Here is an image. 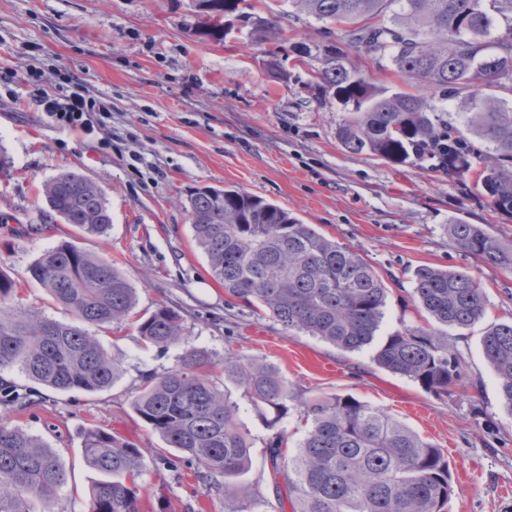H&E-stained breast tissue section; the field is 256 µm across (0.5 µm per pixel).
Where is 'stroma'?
<instances>
[{
    "label": "stroma",
    "instance_id": "stroma-1",
    "mask_svg": "<svg viewBox=\"0 0 512 512\" xmlns=\"http://www.w3.org/2000/svg\"><path fill=\"white\" fill-rule=\"evenodd\" d=\"M245 2L251 12L275 16L279 41L258 44L238 21L223 43L208 41L192 0H0V147L12 160L9 175L0 176V272L17 281L21 307L72 322L26 270L46 249L74 242L112 260L136 289L139 313L171 307L191 343L215 359L233 349L276 367L295 399L273 429L243 414L254 438L243 479L260 490L246 512H278L263 448L278 429L295 450L307 430L301 403L321 394L384 409L441 448L453 487L447 512H512V413L481 346L485 328L512 320V273L465 254L448 237L450 220L459 218L511 245L512 216L489 207L473 176L451 179L426 165L344 150L336 138L343 112L324 105L309 86L318 58L300 62L289 53L293 43L321 41L320 22L288 0ZM273 58L287 78L270 73ZM67 75L85 96L110 105L104 127H66L44 113L42 93H65ZM62 172L84 175L104 190L112 215L106 236L81 237L48 214L42 186ZM208 186L284 207L391 274L381 340L422 321L411 297L416 269L469 271L485 289L486 316L464 333H448L467 379L439 394L378 368L372 348L343 352L269 316L225 305L184 208L190 190ZM101 340L122 373L97 393H60L17 370L0 372L31 394V404L13 413L15 424L54 448L68 472L54 512L86 510L97 477L81 452V432L89 427L142 449L143 512H236L200 489L185 464L162 465L161 439L132 409L142 374L173 367L179 348L145 347L127 322L111 325Z\"/></svg>",
    "mask_w": 512,
    "mask_h": 512
}]
</instances>
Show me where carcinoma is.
I'll return each instance as SVG.
<instances>
[{
    "label": "carcinoma",
    "instance_id": "carcinoma-1",
    "mask_svg": "<svg viewBox=\"0 0 512 512\" xmlns=\"http://www.w3.org/2000/svg\"><path fill=\"white\" fill-rule=\"evenodd\" d=\"M242 0H198L210 25L200 34L224 40V19ZM323 23L325 43L294 46L299 58L317 54L321 67L313 86L322 99L343 106L336 130L344 149L395 164L436 161L450 177L476 172L475 188L495 211L512 216V0H290ZM262 42L280 38L275 21L244 16ZM344 43L377 67L391 63L419 87L458 104L461 120L431 105L424 95L389 92L353 64ZM487 146L480 152L475 142ZM49 209L85 237H100L112 224L103 189L72 172L44 184ZM196 244L209 275L233 301L269 315L288 330L316 336L354 352L371 344L380 329L389 287L360 254L342 246L287 209L233 189L204 187L186 196ZM461 251L512 272V245L481 224L448 225ZM83 326L51 320L13 304L16 282L0 272V369L14 368L57 392L95 393L112 386L121 367L88 327L105 328L135 314L137 294L106 259L72 242L44 251L28 268ZM413 294L428 316L387 337L373 361L439 393L466 376L461 354L448 334L465 330L487 312V297L474 276L462 270L421 267ZM147 347L183 346L177 363L148 374L131 405L166 445L193 466L208 491L245 504L258 490L240 480L253 450L250 430L227 384L244 389L253 410L274 426L295 400L273 367L231 351L218 362L184 336L182 318L160 305L135 320ZM483 353L494 371L504 405L512 412V322L489 327ZM29 394L0 379V512H33L50 505L67 483L56 451L12 424V408ZM309 425L293 453L276 433L264 448L281 512H447L452 492L448 460L382 409L352 396L306 400ZM86 464L101 475L89 489L87 512H141L137 479L144 466L134 443L99 428L82 433Z\"/></svg>",
    "mask_w": 512,
    "mask_h": 512
}]
</instances>
